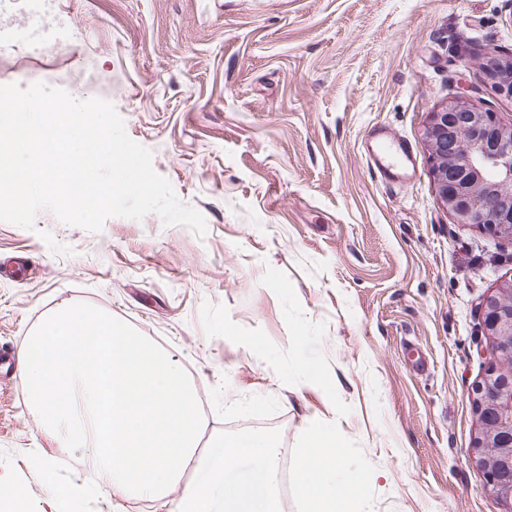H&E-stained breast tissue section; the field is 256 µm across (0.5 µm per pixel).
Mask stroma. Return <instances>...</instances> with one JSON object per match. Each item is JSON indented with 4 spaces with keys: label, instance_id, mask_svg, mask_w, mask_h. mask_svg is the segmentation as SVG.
<instances>
[{
    "label": "stroma",
    "instance_id": "obj_1",
    "mask_svg": "<svg viewBox=\"0 0 512 512\" xmlns=\"http://www.w3.org/2000/svg\"><path fill=\"white\" fill-rule=\"evenodd\" d=\"M32 2L0 7V85L110 101L208 232L155 214L98 232L47 210L32 231L0 223V261L30 262L0 273V348L21 353L60 302H86L187 371L201 448L276 429L293 465L326 425L372 512H500L471 389L512 240L448 214L424 130L453 96L512 123L479 67L512 56V0ZM377 127L409 148L412 178L374 175ZM32 452L85 476L86 449L43 429L19 362L0 364V498L17 485L27 512H53Z\"/></svg>",
    "mask_w": 512,
    "mask_h": 512
}]
</instances>
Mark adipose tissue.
<instances>
[{"instance_id":"obj_1","label":"adipose tissue","mask_w":512,"mask_h":512,"mask_svg":"<svg viewBox=\"0 0 512 512\" xmlns=\"http://www.w3.org/2000/svg\"><path fill=\"white\" fill-rule=\"evenodd\" d=\"M306 451L297 465L296 492L308 512H348L351 499L359 497L358 479L344 469L330 431L311 427L305 433Z\"/></svg>"}]
</instances>
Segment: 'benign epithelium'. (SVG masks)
Masks as SVG:
<instances>
[{"label": "benign epithelium", "instance_id": "7a95c632", "mask_svg": "<svg viewBox=\"0 0 512 512\" xmlns=\"http://www.w3.org/2000/svg\"><path fill=\"white\" fill-rule=\"evenodd\" d=\"M497 93L512 99V58L480 62ZM425 138L439 198L458 224L512 239V124L463 98L433 110ZM483 324L492 337L490 365L473 387L480 433L475 442L486 483L512 512V278L490 294Z\"/></svg>", "mask_w": 512, "mask_h": 512}]
</instances>
